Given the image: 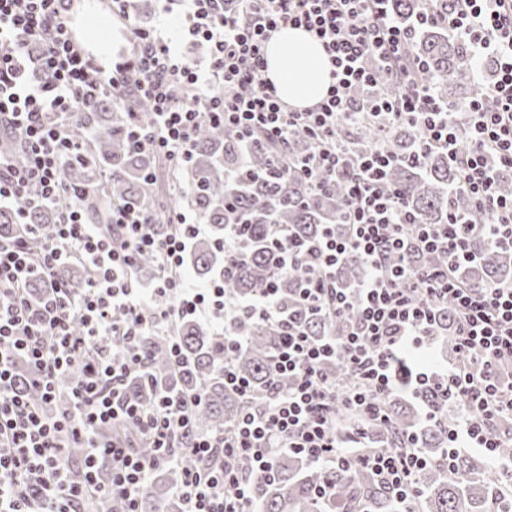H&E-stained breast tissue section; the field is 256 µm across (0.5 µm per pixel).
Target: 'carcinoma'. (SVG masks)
I'll return each mask as SVG.
<instances>
[{
    "label": "carcinoma",
    "mask_w": 512,
    "mask_h": 512,
    "mask_svg": "<svg viewBox=\"0 0 512 512\" xmlns=\"http://www.w3.org/2000/svg\"><path fill=\"white\" fill-rule=\"evenodd\" d=\"M388 15L399 25L412 26L417 15L426 7L425 0H384ZM413 54L428 68L434 80V94L443 103L462 107L479 98L483 86L470 79L472 57L467 46L450 36L440 25L427 24L416 29ZM456 87L453 100H448V88ZM146 102L128 96L115 103L107 93L100 94L91 108L81 114L72 129L78 140H88V159L74 162L65 169L66 180L87 191L89 221L105 224L112 230V208L124 204H141L154 199V223H169L170 212L185 206L209 225L210 234L198 239L192 249L191 264L202 280L212 279L227 268L224 276L225 295L232 300L254 298L267 285L277 284L281 309L295 310L301 282L294 274L285 275L280 267L279 252L272 245L276 230L281 229L303 240L319 236L323 225L341 224L344 209L342 186L331 184L316 191L303 177L278 168L277 151L263 145L247 143L234 132L226 131L203 119L195 133L193 155L183 167L168 170V181L182 187L181 193L167 197L156 188L144 184V175L156 170L160 160L151 151H134L128 147L126 129L132 116L146 118ZM350 149L364 153L381 144L395 158L389 168V182L404 192L408 208L421 224H443L448 209L470 213L473 204L462 192L450 190L458 184V171L442 151H432L424 161L416 160L419 138L416 129L408 124L393 128L381 138L379 127L365 122L351 128ZM312 149V142L298 132L288 145V154L301 156ZM62 197L51 205L28 215V222L41 225L42 235L27 241L28 248L40 251L43 236L49 234L58 214L69 207ZM234 224L248 225V235L231 252L218 247L225 232ZM472 251L479 262L467 267L461 278L474 287L490 282L512 281V252L490 247L478 233L470 239ZM404 255L421 269L442 268L447 257L418 250L411 244ZM364 262L350 254L336 268V281L343 288L356 287L362 278ZM159 261L153 255L137 261L136 278L158 275ZM58 275L69 286H87L88 275L77 263L60 267ZM357 318L356 311L347 309L339 317L306 315L302 323L307 333L320 338L326 334L342 335ZM236 329L246 335V344L232 357L239 373L253 383V398L240 396L224 385V342L204 325L194 320H178L171 333L178 340L186 365L175 370L169 360L166 337L146 336L144 343L150 351L152 367L165 386L201 400L188 407L191 431L220 434L233 425L250 403L257 402L271 381L281 390L288 389L289 380L276 376L272 356L279 343L274 325L262 320L244 319ZM455 321L452 302L437 305L431 337L455 348ZM324 369L341 384L354 381L339 360L327 363ZM424 406L443 414L456 405L433 386L418 390ZM386 421L360 419L353 425L350 419L337 416L336 440L343 444L361 445L357 455L373 450L397 448L412 433L416 446L427 462L418 475L417 498L412 503L397 501L394 493L377 482L362 465L349 469L317 468L300 461L294 455L277 454L275 475L257 480L253 504L260 512H512V497L502 492L512 488V470L494 468L477 455L445 453L448 430L423 423L417 406H408L392 396L385 402ZM198 465L196 456L182 449L179 463L167 467L151 483L141 498L142 512H180V502L172 495L173 486L183 479L184 471ZM329 485L333 497L325 500L316 494L317 487Z\"/></svg>",
    "instance_id": "1"
}]
</instances>
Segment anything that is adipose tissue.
<instances>
[{
  "instance_id": "ef3b65f1",
  "label": "adipose tissue",
  "mask_w": 512,
  "mask_h": 512,
  "mask_svg": "<svg viewBox=\"0 0 512 512\" xmlns=\"http://www.w3.org/2000/svg\"><path fill=\"white\" fill-rule=\"evenodd\" d=\"M266 57L268 78L286 105L302 110L322 99L331 65L322 45L308 33L281 28L267 43Z\"/></svg>"
}]
</instances>
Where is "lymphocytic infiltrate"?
Returning <instances> with one entry per match:
<instances>
[{"label": "lymphocytic infiltrate", "mask_w": 512, "mask_h": 512, "mask_svg": "<svg viewBox=\"0 0 512 512\" xmlns=\"http://www.w3.org/2000/svg\"><path fill=\"white\" fill-rule=\"evenodd\" d=\"M73 2L0 0V131L26 155L19 167L0 152V208L14 210L20 227L18 235L0 238V512H85L93 496L139 512L156 469L174 461L184 440L205 465L184 475L182 512H250L254 479L273 474L280 448L324 468L363 463L403 502L416 496L426 465L413 440L360 459L337 443L336 415L384 419L393 390L430 383L453 394L461 410L448 426L450 448H475L499 464L494 426L512 418V376L499 371L501 360H512V283L472 288L458 272L475 259L468 247L474 225H481L489 246L512 249V196L497 185L499 172L512 170V0H427L416 19L420 26L442 23L465 42L475 66H494L482 97L460 110L435 97L424 63L412 54V28L391 20L384 0H241L234 14L225 12L224 0H185L186 39L206 45L203 64L176 52L156 30L130 24L125 0H107L126 22L129 42L108 66L71 40ZM289 26L314 36L333 66L325 98L301 111L288 108L274 84L258 80L266 70V43ZM32 43L48 82L30 76ZM381 76L398 86L397 95L356 98ZM130 77L151 118L132 119L127 138L167 165L190 159L204 115L247 139L258 135L285 145L301 132L312 141L311 157L297 169L318 190L343 182L348 232L340 238L327 227L311 243L289 239L281 247L283 268L304 275L303 308L331 316L356 308L358 320L343 336H309L280 309L276 287L231 301L223 279L202 287L187 280L188 252L206 231L196 216L173 212L164 232L145 206L113 209L108 235L88 222L83 194L64 175L65 161L87 154L71 128L99 93L121 99ZM369 120L384 134L415 126L422 152L446 151L475 217L452 212L443 224L417 223L401 190L385 181L391 153L378 148L353 157L337 135L341 126ZM64 195L70 207L39 256H31L26 240L40 227L28 223L29 212ZM412 237L421 250L446 254V266L425 271L403 261ZM352 252L363 258L365 274L351 297L335 274ZM146 254L159 258L160 274L151 287L138 288L134 267ZM69 261L90 273L77 293L56 277ZM34 280L48 295L32 293ZM447 300L459 359L430 374L408 359L423 349L436 305ZM242 314L275 322L281 340L274 367L291 384L271 390L264 404L247 409L224 433L191 435L188 397L159 386L142 339L173 321L202 319L222 336L229 357L244 343L233 327ZM75 322L81 335L71 331ZM336 356L357 378L349 388L322 370ZM20 358L42 391L44 408L33 406L16 384ZM133 378L152 387L150 400L127 394ZM62 393L67 405L47 411ZM73 446L86 455L79 482L68 464Z\"/></svg>", "instance_id": "f902f5d3"}]
</instances>
